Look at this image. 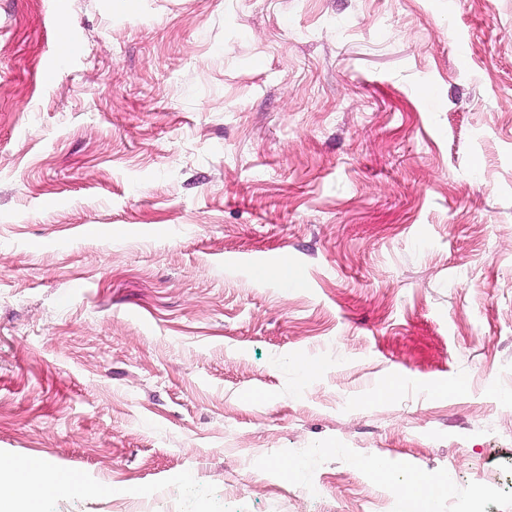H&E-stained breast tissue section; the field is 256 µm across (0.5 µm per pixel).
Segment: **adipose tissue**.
<instances>
[{"instance_id":"obj_1","label":"adipose tissue","mask_w":512,"mask_h":512,"mask_svg":"<svg viewBox=\"0 0 512 512\" xmlns=\"http://www.w3.org/2000/svg\"><path fill=\"white\" fill-rule=\"evenodd\" d=\"M80 486L76 477L52 470L45 463L0 458V512H40L45 497Z\"/></svg>"}]
</instances>
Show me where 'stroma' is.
<instances>
[{"instance_id": "obj_1", "label": "stroma", "mask_w": 512, "mask_h": 512, "mask_svg": "<svg viewBox=\"0 0 512 512\" xmlns=\"http://www.w3.org/2000/svg\"><path fill=\"white\" fill-rule=\"evenodd\" d=\"M0 457L86 484L42 512H512V0H0ZM447 490V485L425 473L410 477L404 486L405 497L412 501L418 512L429 510L430 501L441 492Z\"/></svg>"}]
</instances>
